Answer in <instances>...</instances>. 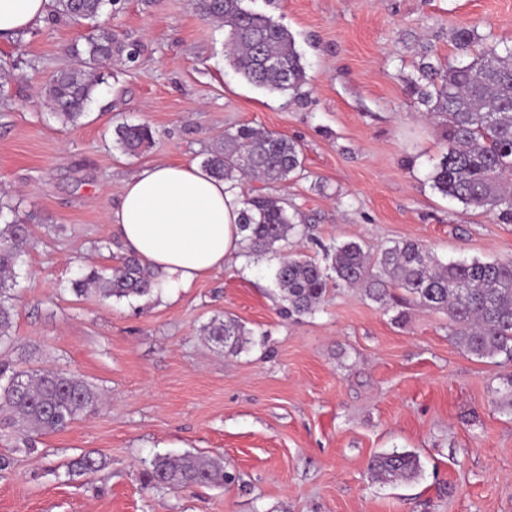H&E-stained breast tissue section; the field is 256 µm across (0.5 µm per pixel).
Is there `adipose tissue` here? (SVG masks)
Masks as SVG:
<instances>
[{
  "label": "adipose tissue",
  "instance_id": "1",
  "mask_svg": "<svg viewBox=\"0 0 512 512\" xmlns=\"http://www.w3.org/2000/svg\"><path fill=\"white\" fill-rule=\"evenodd\" d=\"M49 0H0V40L39 24ZM237 190L196 163L154 164L125 181L108 222L125 252L157 272L174 299L195 281L223 271L241 251Z\"/></svg>",
  "mask_w": 512,
  "mask_h": 512
}]
</instances>
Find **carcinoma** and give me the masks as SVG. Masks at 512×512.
<instances>
[{
	"label": "carcinoma",
	"instance_id": "carcinoma-1",
	"mask_svg": "<svg viewBox=\"0 0 512 512\" xmlns=\"http://www.w3.org/2000/svg\"><path fill=\"white\" fill-rule=\"evenodd\" d=\"M116 0H54L55 14L96 33L84 47L73 44L74 66L58 70L41 87L51 115L75 126L85 117L101 84L98 69L112 60V30L100 26L107 6ZM202 18L224 25L225 49L234 72L249 84L299 98L306 83L305 65L292 34L270 16L247 9L243 0H197ZM475 31L456 33V49L468 57L445 67L430 62L418 68L410 93L441 125L444 152L433 167L431 181L443 195L466 208L512 222V48L494 45L481 51ZM115 145L125 155L138 156L153 142L144 124L115 129ZM213 176L236 187L251 175L268 191L243 198L238 224L245 232L247 256L255 262H276L274 277L282 309L288 316L314 313L326 301L328 281L359 287L382 307L404 289L419 305L448 316L449 336L481 358L499 355L512 361V259L482 262H442L421 243L398 242L375 258L355 241L337 244L331 263L323 268L300 254H286L296 233L297 213L275 194L276 188L302 168L301 150L287 136L263 127L241 125L224 131L203 161ZM15 210L0 205V343L11 339L17 278L30 245L28 225L12 217ZM155 273L132 254L121 255L108 267H85L71 281L77 295L103 300L153 295ZM207 339L239 354L251 343L250 332L236 319H214L203 327ZM100 393L81 377L55 369L18 371L0 364V428L19 433L15 450L32 452L35 437L65 430L78 416L96 411ZM102 459L84 453L70 461L68 474H91ZM371 477L381 483L412 480L420 475L418 456L409 451L384 452L369 464ZM147 485L177 488L187 484L216 485L232 481L224 467L184 454L156 456L144 473Z\"/></svg>",
	"mask_w": 512,
	"mask_h": 512
}]
</instances>
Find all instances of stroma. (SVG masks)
I'll list each match as a JSON object with an SVG mask.
<instances>
[{
	"label": "stroma",
	"mask_w": 512,
	"mask_h": 512,
	"mask_svg": "<svg viewBox=\"0 0 512 512\" xmlns=\"http://www.w3.org/2000/svg\"><path fill=\"white\" fill-rule=\"evenodd\" d=\"M293 35L306 68L301 99L234 75L226 33L196 0H118L109 24L142 47L114 56L86 116L53 119L41 86L71 63L87 28L43 19L0 41V201L30 227L11 343L0 362L73 371L96 387L98 412L14 451L0 471V512H512V362L480 359L451 339L444 313L397 291L384 308L332 287L319 310L281 311L267 263L198 280L177 300L101 301L74 294L78 266L112 265L107 214L126 179L161 163H202L228 128L261 126L300 146L303 166L278 189L302 232L289 249L327 265L359 242L371 254L404 240L440 260L512 258V223L433 188L440 128L408 81L422 58L453 61L454 36L476 29L512 45V0H244ZM123 123L154 144L113 147ZM405 321H397L398 312ZM232 315L253 342L224 355L201 329ZM412 451L410 482L372 480L371 457ZM91 452L104 467L71 476ZM191 452L235 474L223 486L145 485L157 455ZM115 145L125 155L139 156L153 142L152 129L144 124H121L115 129Z\"/></svg>",
	"instance_id": "1"
}]
</instances>
